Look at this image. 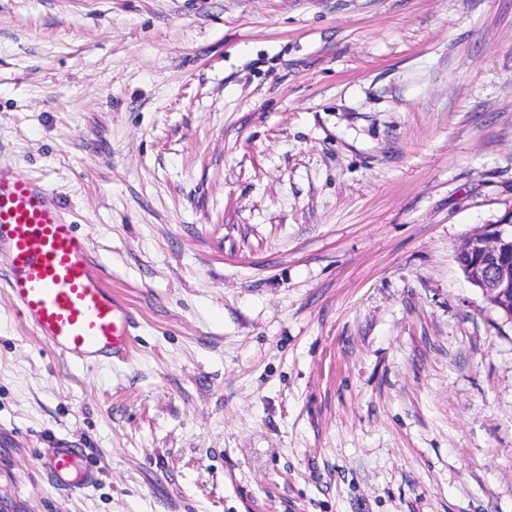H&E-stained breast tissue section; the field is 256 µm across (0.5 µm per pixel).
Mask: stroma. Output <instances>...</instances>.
I'll use <instances>...</instances> for the list:
<instances>
[{
    "mask_svg": "<svg viewBox=\"0 0 512 512\" xmlns=\"http://www.w3.org/2000/svg\"><path fill=\"white\" fill-rule=\"evenodd\" d=\"M0 172L137 319L67 361L0 259V497L512 512V321L456 260L512 211V0H0ZM39 466L53 484L72 491L93 487L98 480V471L88 463L82 445L65 435L55 436L40 456Z\"/></svg>",
    "mask_w": 512,
    "mask_h": 512,
    "instance_id": "1",
    "label": "stroma"
}]
</instances>
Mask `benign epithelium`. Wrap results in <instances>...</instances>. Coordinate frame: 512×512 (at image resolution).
<instances>
[{
	"label": "benign epithelium",
	"mask_w": 512,
	"mask_h": 512,
	"mask_svg": "<svg viewBox=\"0 0 512 512\" xmlns=\"http://www.w3.org/2000/svg\"><path fill=\"white\" fill-rule=\"evenodd\" d=\"M459 253L471 259L464 268L468 281L512 320V212L472 234Z\"/></svg>",
	"instance_id": "benign-epithelium-1"
}]
</instances>
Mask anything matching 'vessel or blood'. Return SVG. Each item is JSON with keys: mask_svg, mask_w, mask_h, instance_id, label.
<instances>
[{"mask_svg": "<svg viewBox=\"0 0 512 512\" xmlns=\"http://www.w3.org/2000/svg\"><path fill=\"white\" fill-rule=\"evenodd\" d=\"M0 258L13 304L60 356L82 364L128 356L133 317L127 304L98 273L87 236L31 178L0 174ZM39 466L53 484L72 491L98 479L82 445L64 435L52 440Z\"/></svg>", "mask_w": 512, "mask_h": 512, "instance_id": "1", "label": "vessel or blood"}]
</instances>
